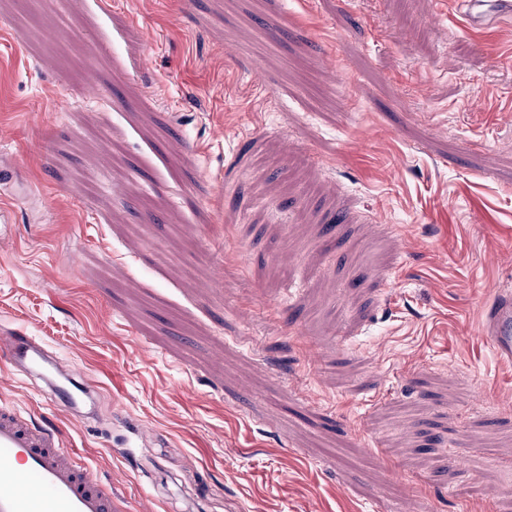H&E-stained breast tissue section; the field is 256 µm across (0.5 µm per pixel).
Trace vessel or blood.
I'll return each mask as SVG.
<instances>
[{
    "mask_svg": "<svg viewBox=\"0 0 512 512\" xmlns=\"http://www.w3.org/2000/svg\"><path fill=\"white\" fill-rule=\"evenodd\" d=\"M471 27L512 15V0H464ZM484 332L494 353L512 360V294H498L485 310ZM0 368L37 376L47 399L65 413L81 412L95 399L86 373L63 365L46 342L23 331L0 336ZM0 512H112V497L65 450L58 433L34 426L0 403Z\"/></svg>",
    "mask_w": 512,
    "mask_h": 512,
    "instance_id": "vessel-or-blood-1",
    "label": "vessel or blood"
}]
</instances>
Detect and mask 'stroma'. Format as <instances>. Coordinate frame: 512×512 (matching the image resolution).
I'll list each match as a JSON object with an SVG mask.
<instances>
[{
    "label": "stroma",
    "instance_id": "1",
    "mask_svg": "<svg viewBox=\"0 0 512 512\" xmlns=\"http://www.w3.org/2000/svg\"><path fill=\"white\" fill-rule=\"evenodd\" d=\"M0 168V333L99 389L0 400L112 512H512V17L0 0ZM484 332L494 353L512 360V294L499 293L485 310Z\"/></svg>",
    "mask_w": 512,
    "mask_h": 512
}]
</instances>
